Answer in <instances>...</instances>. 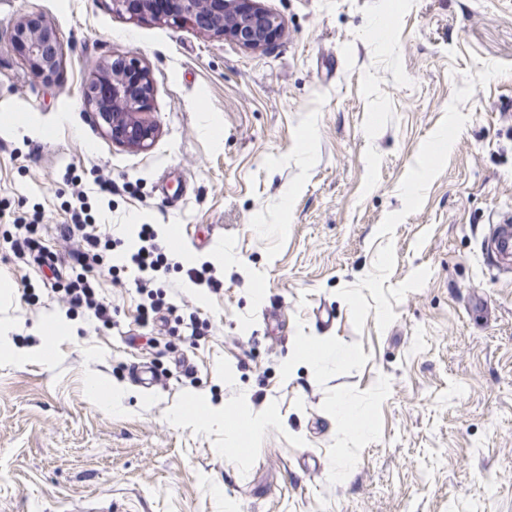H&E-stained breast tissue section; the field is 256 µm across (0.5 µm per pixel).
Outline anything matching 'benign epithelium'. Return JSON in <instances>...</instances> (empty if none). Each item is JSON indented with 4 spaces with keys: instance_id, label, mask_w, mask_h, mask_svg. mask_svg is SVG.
<instances>
[{
    "instance_id": "7a95c632",
    "label": "benign epithelium",
    "mask_w": 512,
    "mask_h": 512,
    "mask_svg": "<svg viewBox=\"0 0 512 512\" xmlns=\"http://www.w3.org/2000/svg\"><path fill=\"white\" fill-rule=\"evenodd\" d=\"M112 10L136 20L171 21L249 51H262L283 32L275 14L258 0H173L175 8L160 12L157 0H111ZM12 47L24 64L39 75H54L62 65L63 49L55 28L40 18L20 17L13 25ZM152 72L135 57L104 62L82 88L85 108L96 112L112 142L138 151L148 150L158 137L156 125L144 118L154 91Z\"/></svg>"
}]
</instances>
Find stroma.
I'll return each mask as SVG.
<instances>
[{"mask_svg": "<svg viewBox=\"0 0 512 512\" xmlns=\"http://www.w3.org/2000/svg\"><path fill=\"white\" fill-rule=\"evenodd\" d=\"M260 2L284 35L253 52L110 0H0V120H20L0 129V334L29 349L46 319L69 328L51 360L0 361V512L92 498L112 512H512V277L481 250L512 210V0ZM28 14L61 38L56 76L12 49ZM123 56L156 79L145 152L82 103L90 73ZM96 182L112 188L91 202L112 264L153 225L170 263L159 287L210 324L196 347L137 324L130 271L95 277L111 326L62 308L53 275L74 259L57 229ZM35 219L34 262L9 234ZM186 225L194 241L170 248ZM204 262L218 288L189 280ZM314 342L352 357H296ZM140 362L152 388L130 377ZM93 377L122 388L120 409L91 399ZM341 397L368 409L369 438L337 421ZM197 399L225 422H175ZM244 411L271 415L257 441L227 424Z\"/></svg>", "mask_w": 512, "mask_h": 512, "instance_id": "stroma-1", "label": "stroma"}]
</instances>
